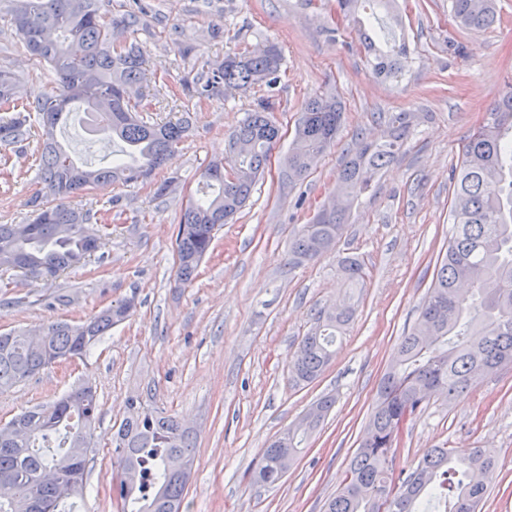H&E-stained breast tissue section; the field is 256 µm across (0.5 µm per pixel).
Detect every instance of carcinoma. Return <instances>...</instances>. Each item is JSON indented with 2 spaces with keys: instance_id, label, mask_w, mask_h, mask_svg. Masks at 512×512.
Here are the masks:
<instances>
[{
  "instance_id": "cac0c4a2",
  "label": "carcinoma",
  "mask_w": 512,
  "mask_h": 512,
  "mask_svg": "<svg viewBox=\"0 0 512 512\" xmlns=\"http://www.w3.org/2000/svg\"><path fill=\"white\" fill-rule=\"evenodd\" d=\"M397 0H336V16L356 27L359 45L373 72L399 78L411 63L405 40L388 22L399 23ZM105 0H0L32 59L50 66L56 87L19 105L17 76L0 69V110L17 107L38 115L45 139L38 146L43 194L34 199L36 217L27 234L0 224V267H22L35 277L53 276L99 247L86 234L90 214L66 201L110 182L133 183L153 174L186 131L180 123L146 121L152 101L139 92L144 55L128 37L137 15H109ZM450 12L470 31L497 22L495 0H450ZM384 14L379 26L364 21ZM282 53L271 43L260 52H233L193 77L197 101L221 92L277 83ZM94 112L100 130L125 144L122 156L88 169L77 165L54 140V128L74 109ZM274 105L262 99L228 137L224 159L201 172L199 198L180 216L176 233L178 277L192 280L209 251L216 228L232 219L252 195L279 141L271 119ZM343 114L330 95L309 100L284 158L290 180L304 179L316 159L335 142ZM414 122L411 112L392 114L378 138H359L339 172L340 209L302 225L290 243L289 264L314 260L331 251L348 222L349 209L382 169L405 146ZM25 114L0 118V144L30 137ZM454 231L412 331L403 337L380 383L365 435L325 512H429L438 497L449 512H478L487 492L485 475L495 467L487 448H431L408 470H396L392 431L404 414L416 417L433 398L449 399L487 372L512 365V82L462 146L450 200ZM351 286L366 277L357 257L341 261ZM131 304L120 302L79 325L59 322L44 328L34 343L24 331L0 334V392L56 364L82 359L123 321ZM353 309L327 312L302 337L291 364L293 379L310 384L336 355ZM336 403L331 394L312 402L292 426L263 449L253 472L259 485L286 476L303 444ZM98 398L89 383L60 399L37 405L0 423V512H77L75 499L85 489L88 452ZM127 414L116 432L111 479L121 512H183L194 464L192 434L175 417L126 400Z\"/></svg>"
}]
</instances>
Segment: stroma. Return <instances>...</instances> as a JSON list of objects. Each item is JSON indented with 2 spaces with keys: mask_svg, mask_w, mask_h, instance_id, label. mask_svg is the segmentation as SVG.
<instances>
[{
  "mask_svg": "<svg viewBox=\"0 0 512 512\" xmlns=\"http://www.w3.org/2000/svg\"><path fill=\"white\" fill-rule=\"evenodd\" d=\"M403 33L415 62L401 81L376 78L353 26L336 19L335 0H112V15L134 11V33L152 75L155 121L188 119L189 131L147 181L110 184L72 199L105 217L102 248L53 279L0 270V332L30 330L90 315L129 299V316L86 359L41 371L0 393V421L57 399L88 382L100 404L95 447L81 512H117L112 437L135 396L193 430L195 459L187 512H323L357 449L379 382L402 337L415 325L437 262L448 248L454 174L461 149L512 78V0H497L496 25L483 32L454 23L448 0H399ZM276 42L282 50L273 118L282 138L247 206L215 234L191 283H180L176 224L200 174L222 159L228 135L252 111L258 92L220 95L187 107L181 92L198 67L219 64L243 47ZM0 67L21 77L20 95L51 91L54 75L32 62L7 17H0ZM338 95L344 112L337 141L307 177L289 182L282 157L309 98ZM393 112L417 117L402 152L381 170L372 191L350 210L335 250L292 266L288 246L301 225L336 194V179L358 132H380ZM31 137L0 145V224L28 223L41 189ZM55 137L83 165L117 156L108 135L86 139L77 114ZM164 195H156L160 184ZM367 264L352 288L338 260ZM356 317L314 383L296 384L291 360L319 313L336 303ZM336 404L279 483L254 484L262 448L295 423L320 395ZM489 448L498 459L481 512H512V365L452 399H431L410 421L396 450L409 467L428 449Z\"/></svg>",
  "mask_w": 512,
  "mask_h": 512,
  "instance_id": "35a3bbf8",
  "label": "stroma"
}]
</instances>
